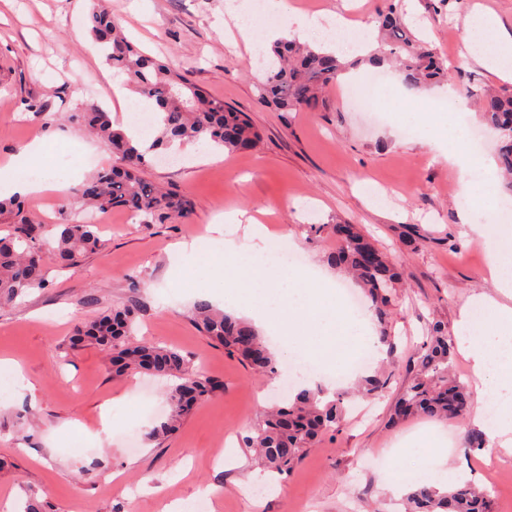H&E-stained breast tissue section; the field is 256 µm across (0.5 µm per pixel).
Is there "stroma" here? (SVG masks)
I'll list each match as a JSON object with an SVG mask.
<instances>
[{"instance_id":"stroma-1","label":"stroma","mask_w":512,"mask_h":512,"mask_svg":"<svg viewBox=\"0 0 512 512\" xmlns=\"http://www.w3.org/2000/svg\"><path fill=\"white\" fill-rule=\"evenodd\" d=\"M227 0H112V12L139 48L186 72L194 84L225 105L246 113L260 133L255 150L203 153L188 144L174 164L152 158L140 168L146 180L184 195L191 204L181 222L144 224L122 211L106 214L103 248L80 267L49 266L48 285L0 308V358L14 359L19 373L0 372V512H14L27 497L47 512H163L165 506L207 494L206 512H403L384 470H398L408 448L425 432L448 443V456L467 480L501 484L493 512H512V479L501 478L512 457L496 440L469 450L472 418L444 421L414 417L391 423L394 405L417 370L419 348L432 327L455 336L460 312L471 296L491 290L488 255L481 242L462 236V215L485 223L483 211L458 202L457 169L435 144L433 123L423 120L421 93L396 85L386 65L384 85L362 80L331 88L310 108L278 112L262 105L254 88V50L228 24ZM307 14L340 15L370 28L380 0H287ZM90 0H0V167L30 142L50 144L43 169H63L73 155L91 163L61 192L29 200V218L44 229L75 218L77 190L93 171L121 165L100 140L62 115L87 104L111 111L115 124L130 115L116 109L114 71L89 34ZM413 32L451 67L448 90L472 125L481 119L468 89L506 88L505 80L463 49L467 20L476 8L495 12L512 31V0H402ZM380 98L370 104L369 96ZM42 114L26 111L27 101ZM69 141L51 144L56 133ZM231 211L259 215L270 239L244 240L236 225H214ZM359 225L362 233L401 272L399 298L387 326L370 305L355 316L369 333L388 330L364 375L387 377L379 398L347 401L336 431L326 435L286 475H272L256 461L246 439L282 385L298 378L286 363L276 375L247 368L203 336L192 321L206 284L175 287L172 251L194 239L231 240L250 250L283 240L315 271L336 275L328 256L334 237L319 226ZM138 313L136 337L178 349L194 369L222 388L197 404L173 435L157 440L151 429L168 412L171 382L137 372L108 370L110 354L86 344L67 349L81 323L115 306ZM153 389L143 404L138 389ZM109 405L112 431L100 430ZM139 439L136 450L126 432ZM119 475L109 490L105 477Z\"/></svg>"}]
</instances>
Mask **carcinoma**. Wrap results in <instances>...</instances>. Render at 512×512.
Here are the masks:
<instances>
[{"label": "carcinoma", "instance_id": "cac0c4a2", "mask_svg": "<svg viewBox=\"0 0 512 512\" xmlns=\"http://www.w3.org/2000/svg\"><path fill=\"white\" fill-rule=\"evenodd\" d=\"M377 23L381 38L378 49L367 58L371 65L398 61L405 85L414 90L451 79L450 68L406 24L396 0H383ZM89 32L101 45L105 62L162 110V126L151 150L192 142L233 153L250 151L259 142L258 131L243 113L209 98L187 74L136 48L119 29L103 0H93ZM346 70L345 63L334 53L296 40L274 42L270 46V65L255 81L257 97L281 112H299L316 102L319 91L339 84ZM468 96L480 105L483 124L497 133L498 166L505 175L512 176V89L470 90ZM68 121L89 127L112 152L127 160L124 167L102 169L86 180L78 190L83 206L124 211L145 223L189 215L184 196L159 188L138 174L146 162L145 153L134 148L123 130L114 126L110 113L91 105L70 113ZM23 212L20 199H0V215L14 217L13 233L0 237V303L46 288L48 265L75 268L102 247L94 224L71 220L58 225L49 240L43 233L34 235ZM331 263L354 273L377 315L387 314L396 298L398 272L356 225H348L344 238L336 240ZM134 320V307H115L79 327L71 344L90 342L112 352L115 376L141 372L175 379L168 394L170 413L151 431L157 437L169 435L179 428L193 406L209 398L220 384L190 368L187 358L175 348L131 343ZM194 324L249 368L275 373V360L251 324L224 314L207 301L195 304ZM454 352V339L443 334L439 326H433L421 347L418 371L395 404L393 423L421 414L445 419L466 416L468 388L450 374ZM385 384L379 377H368L361 395L374 399ZM343 411V397L324 401L320 392L300 389L287 404L276 405L264 414L255 435L248 439L249 447L258 449L265 469L287 474L307 448L336 429ZM406 499L409 512H492L488 493L468 481L442 494L431 485L417 484Z\"/></svg>", "mask_w": 512, "mask_h": 512}]
</instances>
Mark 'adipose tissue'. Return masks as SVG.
<instances>
[{"label":"adipose tissue","mask_w":512,"mask_h":512,"mask_svg":"<svg viewBox=\"0 0 512 512\" xmlns=\"http://www.w3.org/2000/svg\"><path fill=\"white\" fill-rule=\"evenodd\" d=\"M266 7L279 17L278 24L263 33L269 42L292 37L305 39L310 30L325 23L316 14L287 12L284 0H266ZM466 48L489 71L512 80V32L495 14L473 13ZM43 150V143L36 142L12 158L7 171L0 176L7 193L36 196L67 187V179L59 174L36 172ZM448 159L457 167L461 187L471 195L473 207L489 215L487 223L466 225L464 233L484 245L493 291L473 295L457 323V336L473 361L474 372L487 386L474 422L498 438L501 451L512 456V249L504 247L505 242H512V224L493 218L499 177L491 163L471 149L465 136L452 135ZM420 444L421 466L398 470L392 483L395 492H405L422 480L439 488L462 480V471L442 452L441 439L426 434Z\"/></svg>","instance_id":"obj_1"}]
</instances>
